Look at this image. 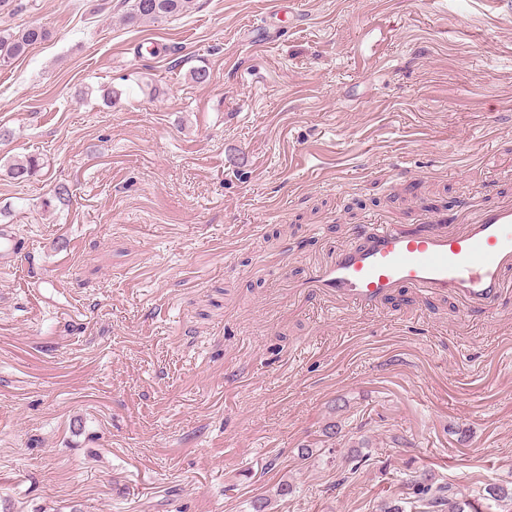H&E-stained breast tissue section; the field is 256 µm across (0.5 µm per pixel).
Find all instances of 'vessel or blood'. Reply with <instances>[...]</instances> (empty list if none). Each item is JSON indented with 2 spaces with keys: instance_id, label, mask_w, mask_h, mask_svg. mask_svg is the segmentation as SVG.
Segmentation results:
<instances>
[{
  "instance_id": "b4317fda",
  "label": "vessel or blood",
  "mask_w": 512,
  "mask_h": 512,
  "mask_svg": "<svg viewBox=\"0 0 512 512\" xmlns=\"http://www.w3.org/2000/svg\"><path fill=\"white\" fill-rule=\"evenodd\" d=\"M512 272V198L416 224L369 225L356 244L337 250L309 283L330 305L375 308L397 288L457 296L465 308L494 310Z\"/></svg>"
}]
</instances>
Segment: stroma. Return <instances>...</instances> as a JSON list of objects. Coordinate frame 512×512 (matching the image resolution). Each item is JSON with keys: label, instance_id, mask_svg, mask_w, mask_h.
I'll list each match as a JSON object with an SVG mask.
<instances>
[{"label": "stroma", "instance_id": "35a3bbf8", "mask_svg": "<svg viewBox=\"0 0 512 512\" xmlns=\"http://www.w3.org/2000/svg\"><path fill=\"white\" fill-rule=\"evenodd\" d=\"M269 2L130 26L120 0H0V28L49 33L0 67L20 243L0 512H381L415 473L475 504L512 486V294L466 314L402 287L354 312L302 289L372 218L512 197V6L294 0L260 40ZM28 155L40 176L14 182Z\"/></svg>", "mask_w": 512, "mask_h": 512}]
</instances>
